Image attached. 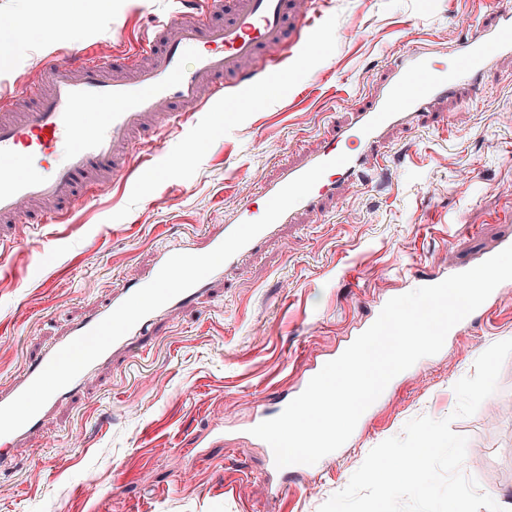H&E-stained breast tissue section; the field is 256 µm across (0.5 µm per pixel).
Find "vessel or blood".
<instances>
[{
  "label": "vessel or blood",
  "instance_id": "obj_1",
  "mask_svg": "<svg viewBox=\"0 0 512 512\" xmlns=\"http://www.w3.org/2000/svg\"><path fill=\"white\" fill-rule=\"evenodd\" d=\"M303 5L304 0H209L208 8L193 9L181 18L154 20L133 47L127 76L116 74L87 49L48 57L39 85L14 88V98L27 101L28 109L10 116L0 113V223L33 221L42 227L57 222L59 213L80 198L139 175L143 167L133 154L136 143L153 145L202 110L232 112L251 105L258 86L287 81L286 66L267 65L263 59L285 45L289 58L301 64L321 47L324 15L306 14ZM453 52L461 68L457 75L423 51L396 57L372 103L354 112L319 153L287 167L279 181L266 187L263 200L341 154L348 156V164L327 170L300 208L316 207L341 183H363L375 176L378 169L369 158L386 130L421 120L437 101L456 96L464 87H479L494 61L512 54V0H498L493 17L460 39ZM22 156L29 160L23 169L16 165ZM274 232L271 226L260 232L214 271V278L236 270ZM174 253L168 246L158 248L146 276L114 290L106 305L89 307L82 320L30 359L10 384H0V406L20 395L61 348L150 283ZM207 287L199 282L164 304L162 311L144 317L27 424L0 436V467L12 464L14 448L36 436L45 419L78 393L91 374L115 356L139 348L162 312L194 305Z\"/></svg>",
  "mask_w": 512,
  "mask_h": 512
}]
</instances>
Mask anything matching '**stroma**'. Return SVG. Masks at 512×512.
<instances>
[{"label": "stroma", "instance_id": "stroma-1", "mask_svg": "<svg viewBox=\"0 0 512 512\" xmlns=\"http://www.w3.org/2000/svg\"><path fill=\"white\" fill-rule=\"evenodd\" d=\"M323 48L279 93L240 112H208L157 143L154 167L80 200L45 231L21 225L11 272L0 276V382L153 262L156 244L196 248L258 197L281 168L319 150L365 106L398 54L450 52L496 0H318ZM178 0H112L81 27L40 43L21 39L0 79L35 81L45 55L96 45L122 59L154 17ZM206 139L192 158L183 147ZM378 181L336 196L278 235L210 294L163 319L143 351L92 375L0 472V512H319L369 451L412 418H452L455 383L492 344L512 339V283L495 320L462 329L400 374L358 421L335 458L268 481L274 469L250 428L337 356L375 306L472 264L512 238V56L478 94L451 99L418 125L390 131L375 154ZM489 415L452 419L486 461L463 464L512 512V356Z\"/></svg>", "mask_w": 512, "mask_h": 512}]
</instances>
